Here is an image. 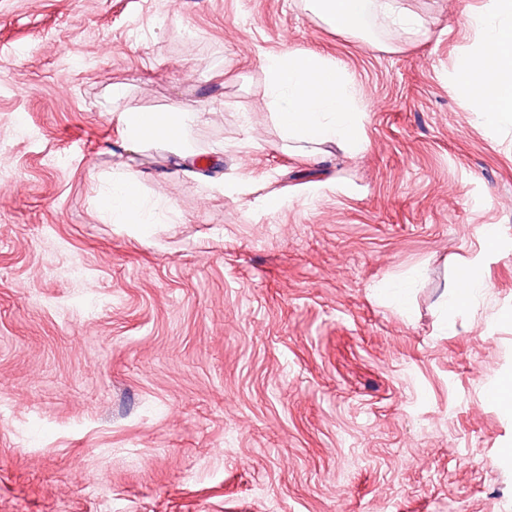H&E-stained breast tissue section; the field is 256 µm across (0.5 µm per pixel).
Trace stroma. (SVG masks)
Returning a JSON list of instances; mask_svg holds the SVG:
<instances>
[{
  "mask_svg": "<svg viewBox=\"0 0 512 512\" xmlns=\"http://www.w3.org/2000/svg\"><path fill=\"white\" fill-rule=\"evenodd\" d=\"M484 2L365 40L304 0H0V512H512V123L457 73ZM288 50L352 83L363 152L282 146ZM174 106L187 166L117 120ZM121 162L155 223L106 217ZM484 288H486V282L480 266L475 262H468L461 266L458 276L451 286L450 303L456 304L471 299Z\"/></svg>",
  "mask_w": 512,
  "mask_h": 512,
  "instance_id": "35a3bbf8",
  "label": "stroma"
}]
</instances>
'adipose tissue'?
Returning <instances> with one entry per match:
<instances>
[{
    "label": "adipose tissue",
    "instance_id": "ef3b65f1",
    "mask_svg": "<svg viewBox=\"0 0 512 512\" xmlns=\"http://www.w3.org/2000/svg\"><path fill=\"white\" fill-rule=\"evenodd\" d=\"M308 5L331 29L358 37L369 36L374 27L395 28L413 38L426 29L409 0H308ZM466 23L479 36L476 49L458 63L469 108L488 125L511 122L512 0H485ZM262 72L266 106L283 143L300 148L338 144L353 153L364 149V111L334 63L291 50L265 55ZM119 119L131 146L165 143L178 157H192L190 133L197 113L126 110ZM107 184L103 207L109 215L125 224H148L139 173L113 172Z\"/></svg>",
    "mask_w": 512,
    "mask_h": 512
}]
</instances>
